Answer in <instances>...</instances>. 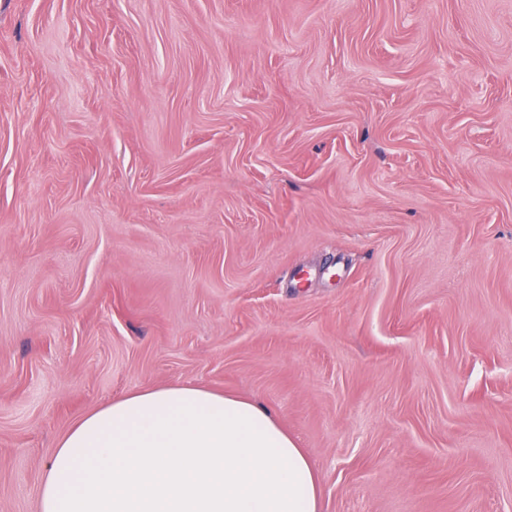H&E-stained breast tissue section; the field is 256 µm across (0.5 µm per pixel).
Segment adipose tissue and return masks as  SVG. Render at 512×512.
<instances>
[{"label":"adipose tissue","mask_w":512,"mask_h":512,"mask_svg":"<svg viewBox=\"0 0 512 512\" xmlns=\"http://www.w3.org/2000/svg\"><path fill=\"white\" fill-rule=\"evenodd\" d=\"M321 479L265 406L197 385L142 389L59 439L39 512H320Z\"/></svg>","instance_id":"ef3b65f1"}]
</instances>
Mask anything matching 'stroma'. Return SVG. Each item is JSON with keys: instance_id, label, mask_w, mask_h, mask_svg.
I'll use <instances>...</instances> for the list:
<instances>
[{"instance_id": "35a3bbf8", "label": "stroma", "mask_w": 512, "mask_h": 512, "mask_svg": "<svg viewBox=\"0 0 512 512\" xmlns=\"http://www.w3.org/2000/svg\"><path fill=\"white\" fill-rule=\"evenodd\" d=\"M175 383L322 512H512V0H0V512Z\"/></svg>"}]
</instances>
